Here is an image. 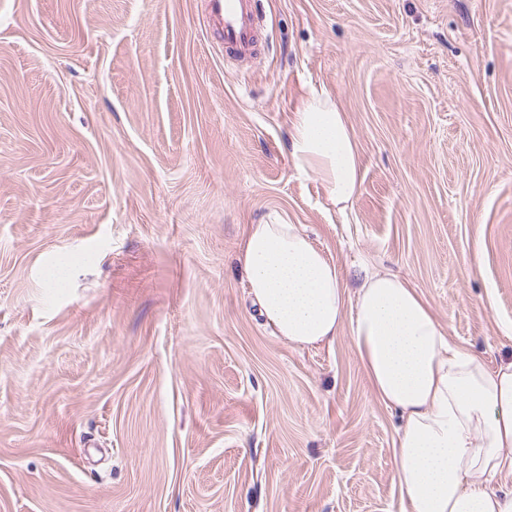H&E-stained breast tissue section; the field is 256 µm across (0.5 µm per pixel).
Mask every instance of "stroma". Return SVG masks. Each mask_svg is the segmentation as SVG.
Wrapping results in <instances>:
<instances>
[{
  "label": "stroma",
  "mask_w": 512,
  "mask_h": 512,
  "mask_svg": "<svg viewBox=\"0 0 512 512\" xmlns=\"http://www.w3.org/2000/svg\"><path fill=\"white\" fill-rule=\"evenodd\" d=\"M0 0V512H401L398 418L348 333L272 336L249 225L385 263L451 344L512 359V0ZM326 87L340 214L288 153ZM207 6L210 20L223 35L226 50L256 51L259 30L251 0H208ZM320 87L294 112L288 146L296 168L314 175L327 197L342 214L350 211L361 186L357 140L343 112Z\"/></svg>",
  "instance_id": "1"
}]
</instances>
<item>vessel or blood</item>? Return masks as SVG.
Listing matches in <instances>:
<instances>
[{
	"label": "vessel or blood",
	"mask_w": 512,
	"mask_h": 512,
	"mask_svg": "<svg viewBox=\"0 0 512 512\" xmlns=\"http://www.w3.org/2000/svg\"><path fill=\"white\" fill-rule=\"evenodd\" d=\"M208 14L220 29L226 50L255 52L259 30L251 0H208Z\"/></svg>",
	"instance_id": "vessel-or-blood-1"
}]
</instances>
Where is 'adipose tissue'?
I'll list each match as a JSON object with an SVG mask.
<instances>
[{"label": "adipose tissue", "mask_w": 512, "mask_h": 512, "mask_svg": "<svg viewBox=\"0 0 512 512\" xmlns=\"http://www.w3.org/2000/svg\"><path fill=\"white\" fill-rule=\"evenodd\" d=\"M296 168L314 175L338 212L361 186L357 140L326 89L293 115ZM249 294L273 335L295 346L348 331L376 398L400 418L394 482L402 512H512V361L489 369L454 347L430 304L378 262L356 287L309 239L303 225H250L240 249Z\"/></svg>", "instance_id": "adipose-tissue-1"}]
</instances>
